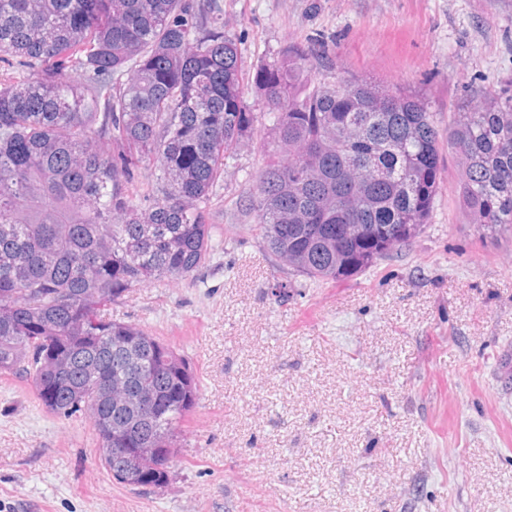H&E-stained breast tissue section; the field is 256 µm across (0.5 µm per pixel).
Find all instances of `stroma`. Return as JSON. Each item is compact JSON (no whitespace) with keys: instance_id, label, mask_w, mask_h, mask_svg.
<instances>
[{"instance_id":"35a3bbf8","label":"stroma","mask_w":512,"mask_h":512,"mask_svg":"<svg viewBox=\"0 0 512 512\" xmlns=\"http://www.w3.org/2000/svg\"><path fill=\"white\" fill-rule=\"evenodd\" d=\"M257 121L224 158L211 259L130 290L195 373L196 409L161 488L115 481L90 419L50 414L0 374V512H512V238L478 237L443 153L425 231L364 274L310 286L267 251L249 189L273 162L249 83L323 38L358 78L418 93L440 132L512 82V0H224Z\"/></svg>"}]
</instances>
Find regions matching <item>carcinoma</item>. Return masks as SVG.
I'll use <instances>...</instances> for the list:
<instances>
[{
	"instance_id": "obj_1",
	"label": "carcinoma",
	"mask_w": 512,
	"mask_h": 512,
	"mask_svg": "<svg viewBox=\"0 0 512 512\" xmlns=\"http://www.w3.org/2000/svg\"><path fill=\"white\" fill-rule=\"evenodd\" d=\"M0 373L88 416L110 474L131 448L177 454L198 381L108 307L194 275L226 153L251 133L223 0H0ZM277 161L249 190L264 246L323 284L426 228L442 141L478 231L512 234V90L486 87L441 137L415 94L359 79L314 38L261 67ZM169 471L128 486L161 488Z\"/></svg>"
}]
</instances>
